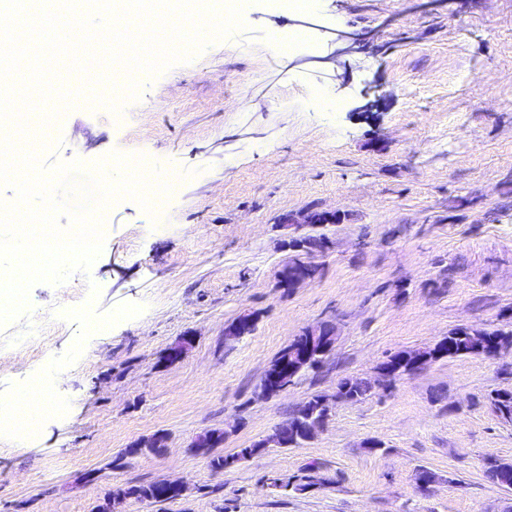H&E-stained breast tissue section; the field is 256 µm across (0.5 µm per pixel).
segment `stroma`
<instances>
[{"label":"stroma","instance_id":"1","mask_svg":"<svg viewBox=\"0 0 512 512\" xmlns=\"http://www.w3.org/2000/svg\"><path fill=\"white\" fill-rule=\"evenodd\" d=\"M242 21L45 131L46 165L145 155L179 185L160 212L110 207L89 271L30 288L44 348L22 321L0 328V411L37 375L55 405L30 438L0 432V512H97L115 487L160 480L184 497L120 512H512L485 476L512 462V422L490 404L512 389L507 354L440 359L336 404L297 448L222 471L193 451L207 431L224 432L220 454L249 447L457 327L512 328V0H246ZM284 30L303 43L274 46ZM308 208L338 215L330 246L313 282L278 287L296 255L280 218ZM247 314L253 331L225 345ZM323 321L337 330L323 365L259 397L270 361ZM156 434L159 452L126 455Z\"/></svg>","mask_w":512,"mask_h":512}]
</instances>
